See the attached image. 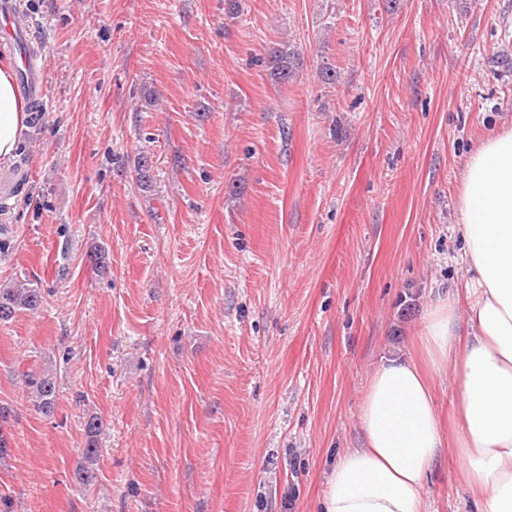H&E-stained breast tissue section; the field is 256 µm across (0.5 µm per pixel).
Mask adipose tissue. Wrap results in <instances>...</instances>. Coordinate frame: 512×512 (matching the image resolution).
<instances>
[{
	"label": "adipose tissue",
	"mask_w": 512,
	"mask_h": 512,
	"mask_svg": "<svg viewBox=\"0 0 512 512\" xmlns=\"http://www.w3.org/2000/svg\"><path fill=\"white\" fill-rule=\"evenodd\" d=\"M24 120L13 69L0 63V161L14 157ZM458 211L468 315L438 299L423 324L426 367L392 357L375 370L359 411L365 444L331 468L320 512H428L423 485L447 446L482 512H512V127L468 157ZM448 364L459 425L446 437L426 371Z\"/></svg>",
	"instance_id": "adipose-tissue-1"
}]
</instances>
